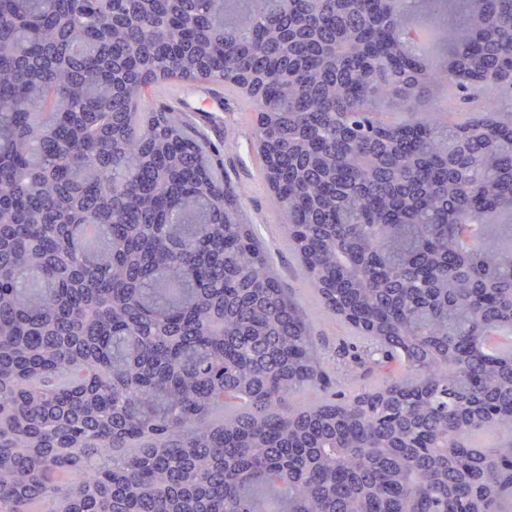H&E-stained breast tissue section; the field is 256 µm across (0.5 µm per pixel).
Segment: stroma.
I'll return each mask as SVG.
<instances>
[{
  "label": "stroma",
  "mask_w": 512,
  "mask_h": 512,
  "mask_svg": "<svg viewBox=\"0 0 512 512\" xmlns=\"http://www.w3.org/2000/svg\"><path fill=\"white\" fill-rule=\"evenodd\" d=\"M498 94L496 86L490 84L472 86L464 100L443 90L421 102L418 109L443 119L450 117L461 121L482 116L488 102ZM180 104L208 137L229 141L224 170L233 182L245 188L243 208L256 235L266 244L282 286L300 300L315 324L322 345L329 349L335 347L338 338L347 335L348 330L340 322L321 319L319 305L302 276L298 257L281 234L282 217L271 202L255 157L251 138L253 114L247 102L240 95L221 93L213 86L185 85L181 88Z\"/></svg>",
  "instance_id": "obj_1"
}]
</instances>
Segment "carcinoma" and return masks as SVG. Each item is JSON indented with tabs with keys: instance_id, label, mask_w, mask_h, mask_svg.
Masks as SVG:
<instances>
[{
	"instance_id": "1",
	"label": "carcinoma",
	"mask_w": 512,
	"mask_h": 512,
	"mask_svg": "<svg viewBox=\"0 0 512 512\" xmlns=\"http://www.w3.org/2000/svg\"><path fill=\"white\" fill-rule=\"evenodd\" d=\"M416 2L0 0V512H512V99L416 111L512 85V0L439 68ZM169 81L248 94L332 353ZM501 94L496 86L490 84L474 85L469 89L465 101L460 100L455 93H448V86L434 96L421 102L418 112H430L441 119L453 117V121L480 117L485 113L488 102Z\"/></svg>"
}]
</instances>
